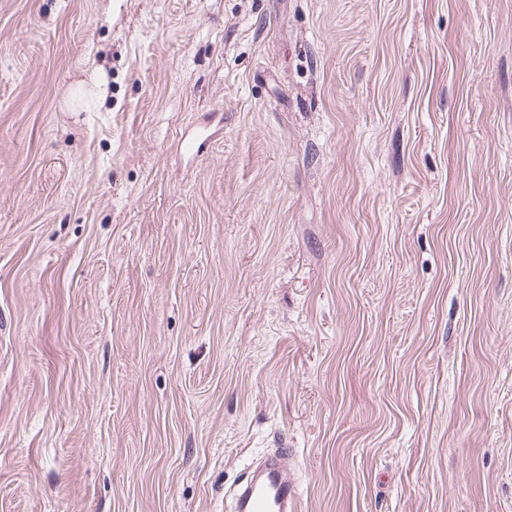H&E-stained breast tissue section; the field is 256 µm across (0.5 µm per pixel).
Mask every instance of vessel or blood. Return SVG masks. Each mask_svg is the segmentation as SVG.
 Wrapping results in <instances>:
<instances>
[{
    "mask_svg": "<svg viewBox=\"0 0 512 512\" xmlns=\"http://www.w3.org/2000/svg\"><path fill=\"white\" fill-rule=\"evenodd\" d=\"M298 497V490L282 465L273 458L262 474L250 482L238 496L239 512H288Z\"/></svg>",
    "mask_w": 512,
    "mask_h": 512,
    "instance_id": "1",
    "label": "vessel or blood"
}]
</instances>
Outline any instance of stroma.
<instances>
[{"label": "stroma", "instance_id": "35a3bbf8", "mask_svg": "<svg viewBox=\"0 0 512 512\" xmlns=\"http://www.w3.org/2000/svg\"><path fill=\"white\" fill-rule=\"evenodd\" d=\"M275 448L301 512H512V0H0V512Z\"/></svg>", "mask_w": 512, "mask_h": 512}]
</instances>
